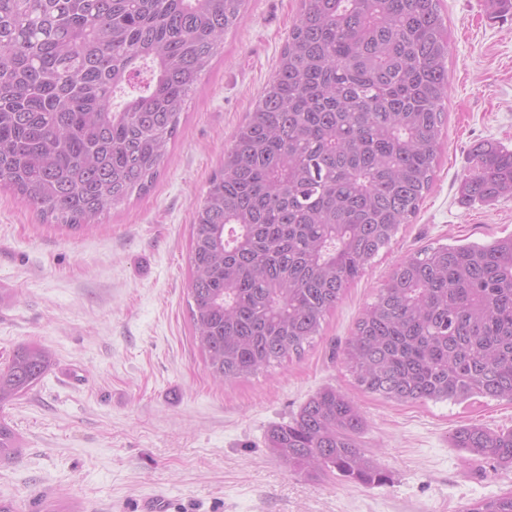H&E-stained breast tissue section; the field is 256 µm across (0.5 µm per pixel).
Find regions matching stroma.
Wrapping results in <instances>:
<instances>
[{"instance_id": "obj_1", "label": "stroma", "mask_w": 512, "mask_h": 512, "mask_svg": "<svg viewBox=\"0 0 512 512\" xmlns=\"http://www.w3.org/2000/svg\"><path fill=\"white\" fill-rule=\"evenodd\" d=\"M300 0H248L181 114L150 190L72 233L0 191V365L36 341L54 354L45 378L0 422L20 451L0 460V501L15 512H463L512 492V470L453 447L464 425L512 428V402L396 403L355 384L336 349L391 270L425 246L512 234V197L466 203L462 178L482 142L512 148V12L442 0L448 117L430 190L416 216L346 290L301 357L218 384L195 348L187 305L190 232L208 182L269 82ZM333 386L360 407L364 448L389 480L369 488L291 472L267 447Z\"/></svg>"}]
</instances>
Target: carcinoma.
Masks as SVG:
<instances>
[{"label":"carcinoma","instance_id":"cac0c4a2","mask_svg":"<svg viewBox=\"0 0 512 512\" xmlns=\"http://www.w3.org/2000/svg\"><path fill=\"white\" fill-rule=\"evenodd\" d=\"M246 3L0 0V189L71 230L146 192ZM449 52L440 0H301L192 224L193 341L213 381L301 356L410 223L437 165ZM471 159L467 202L512 194V149L480 143ZM342 358L359 387L388 400L512 401V235L405 257ZM53 365L42 344L18 346L0 367V408ZM364 431L357 404L328 387L271 428L267 444L297 473L383 486ZM451 442L512 469V429L462 426ZM18 448L0 423V458ZM466 512H512V494Z\"/></svg>","mask_w":512,"mask_h":512}]
</instances>
